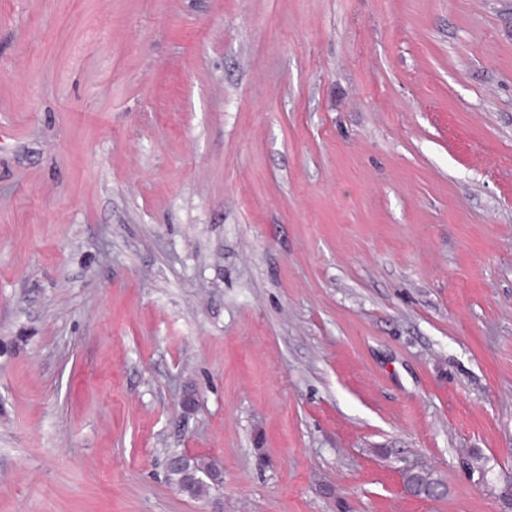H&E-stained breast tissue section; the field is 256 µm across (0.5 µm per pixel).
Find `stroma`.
<instances>
[{"instance_id": "obj_1", "label": "stroma", "mask_w": 512, "mask_h": 512, "mask_svg": "<svg viewBox=\"0 0 512 512\" xmlns=\"http://www.w3.org/2000/svg\"><path fill=\"white\" fill-rule=\"evenodd\" d=\"M0 512H512V0H0ZM193 454L188 451H182L176 455H172L168 457V466H170L174 461L176 462L179 458H183L184 460L190 459ZM210 470V464H207V459L202 457H194L190 460H187L186 467H171L167 470V480L170 485L174 487H179L183 490L184 494L188 495L191 498H198L207 496L214 490V484L212 481L202 479L201 476H197L194 473L189 472H197V474H201L202 472H206ZM189 473V474H188ZM191 480L197 481H189L188 476ZM406 484L413 489L415 495L432 497L439 488L440 482L429 471H416L407 474Z\"/></svg>"}]
</instances>
